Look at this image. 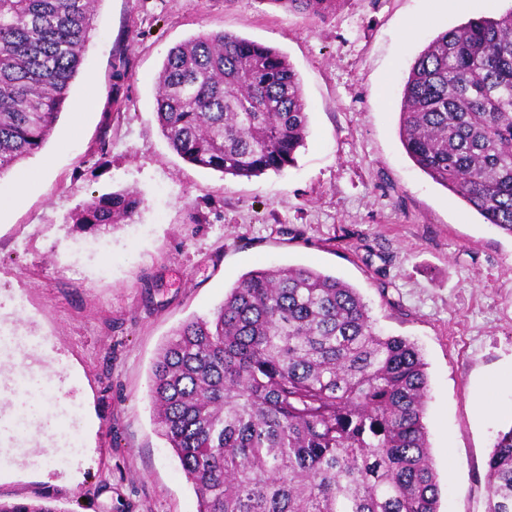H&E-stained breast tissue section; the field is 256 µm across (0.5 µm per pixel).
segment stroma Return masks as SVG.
<instances>
[{
  "label": "stroma",
  "mask_w": 512,
  "mask_h": 512,
  "mask_svg": "<svg viewBox=\"0 0 512 512\" xmlns=\"http://www.w3.org/2000/svg\"><path fill=\"white\" fill-rule=\"evenodd\" d=\"M429 0H341L327 18L261 0H98L41 173L0 221V363L40 380L36 416L0 420V498L63 512H197L179 459L156 431L152 365L185 321L209 318L233 283L269 266L335 275L378 328L426 364L425 423L439 512H486V461L512 427V237L421 171L399 135L402 90L437 34L512 8L465 0L411 40ZM227 31L285 53L299 74L308 137L294 165L233 177L189 164L156 117L169 50ZM128 66L112 78L116 52ZM94 105L75 113L80 99ZM137 190L130 222L95 233L70 214ZM198 212L202 223L187 221ZM18 375H1L11 390Z\"/></svg>",
  "instance_id": "35a3bbf8"
}]
</instances>
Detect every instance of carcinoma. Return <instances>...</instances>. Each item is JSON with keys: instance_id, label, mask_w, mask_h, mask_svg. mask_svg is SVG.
Returning <instances> with one entry per match:
<instances>
[{"instance_id": "cac0c4a2", "label": "carcinoma", "mask_w": 512, "mask_h": 512, "mask_svg": "<svg viewBox=\"0 0 512 512\" xmlns=\"http://www.w3.org/2000/svg\"><path fill=\"white\" fill-rule=\"evenodd\" d=\"M97 0H0V176L37 153L83 62ZM317 17L337 0H264ZM169 147L235 177L280 172L305 146L300 78L278 49L210 32L157 77ZM410 159L512 236V8L439 33L403 86ZM133 191L94 197L82 231L133 219ZM414 343L376 329L358 291L304 266L242 276L209 319L175 330L152 369L158 433L198 512H438ZM487 512H512V427L487 460ZM0 512H64L47 498Z\"/></svg>"}]
</instances>
